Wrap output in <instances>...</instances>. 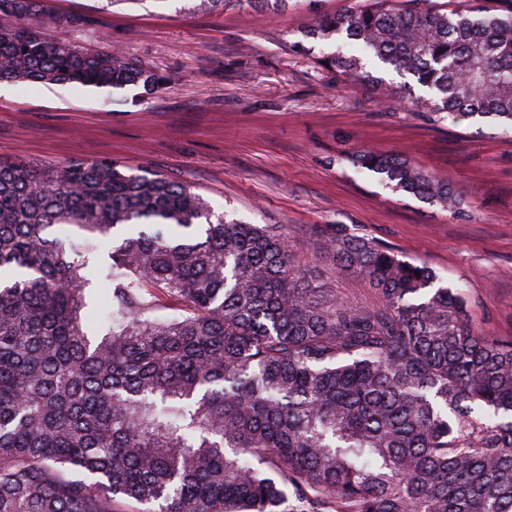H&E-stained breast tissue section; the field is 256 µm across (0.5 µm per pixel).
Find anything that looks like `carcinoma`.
Here are the masks:
<instances>
[{"instance_id":"cac0c4a2","label":"carcinoma","mask_w":512,"mask_h":512,"mask_svg":"<svg viewBox=\"0 0 512 512\" xmlns=\"http://www.w3.org/2000/svg\"><path fill=\"white\" fill-rule=\"evenodd\" d=\"M89 31L0 0V82L167 88L117 48L86 51ZM297 33L344 83L512 127V0H349ZM339 161L462 210L399 153ZM312 234L378 304L314 279L287 229L219 216L171 177L111 158L0 162V512H512V339L474 326L429 267L344 224ZM91 253L107 260L90 278ZM92 283L103 302L86 301ZM150 294L177 314L146 317Z\"/></svg>"}]
</instances>
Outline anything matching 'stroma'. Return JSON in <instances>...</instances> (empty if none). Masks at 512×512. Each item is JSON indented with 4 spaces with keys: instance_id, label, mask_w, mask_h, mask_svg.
Wrapping results in <instances>:
<instances>
[{
    "instance_id": "stroma-1",
    "label": "stroma",
    "mask_w": 512,
    "mask_h": 512,
    "mask_svg": "<svg viewBox=\"0 0 512 512\" xmlns=\"http://www.w3.org/2000/svg\"><path fill=\"white\" fill-rule=\"evenodd\" d=\"M46 14L94 20L92 50L124 54L170 78L167 89L0 85V161L48 165L115 158L192 186L216 213L285 224L314 276L362 305L377 298L336 272L310 241L345 224L463 289L472 320L512 338V131L389 105L293 51L304 12L194 10L192 0H45ZM399 152L448 181L465 218L380 186L340 164L344 147Z\"/></svg>"
}]
</instances>
